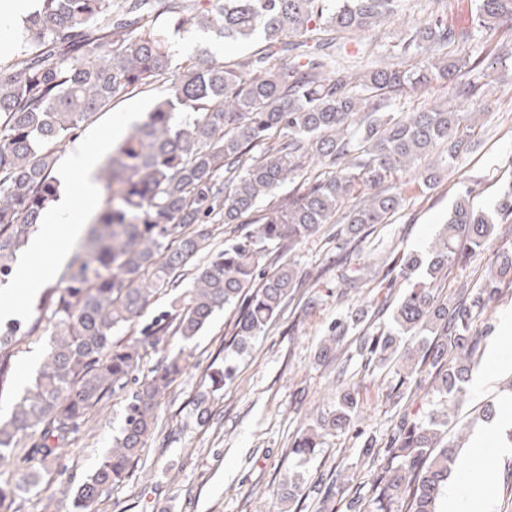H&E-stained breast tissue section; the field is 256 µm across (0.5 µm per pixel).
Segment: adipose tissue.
<instances>
[{"instance_id": "ef3b65f1", "label": "adipose tissue", "mask_w": 512, "mask_h": 512, "mask_svg": "<svg viewBox=\"0 0 512 512\" xmlns=\"http://www.w3.org/2000/svg\"><path fill=\"white\" fill-rule=\"evenodd\" d=\"M99 162L98 155L79 147L68 157L66 170L73 186L72 192L62 193L54 206L43 214L42 230L28 243V254L40 253L46 244H53L59 256H66L73 238L83 234L90 219L89 201L95 198L97 185L93 180ZM82 198V205H75V198Z\"/></svg>"}]
</instances>
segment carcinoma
<instances>
[{"label": "carcinoma", "mask_w": 512, "mask_h": 512, "mask_svg": "<svg viewBox=\"0 0 512 512\" xmlns=\"http://www.w3.org/2000/svg\"><path fill=\"white\" fill-rule=\"evenodd\" d=\"M400 9L401 0H39L13 54L0 58V279L59 195L57 161L67 144L117 97L154 89L161 96L98 166L102 206L59 281L46 288L42 316L24 331L17 322L0 330V377L23 337L49 336L39 372L0 420V464L19 445L26 450L20 479L0 480V512H19L21 494L38 487L90 410L132 382L111 446L69 506H52L96 512L128 477L161 396L188 365L180 351L140 378L148 349L175 335L188 342L215 311L234 308L231 343L238 354L248 351L303 286L288 263L267 271L273 252L293 249L324 224L353 239L375 231L406 203V173L431 188L472 150V115L435 103L392 112L388 100L433 85L453 100L481 98L470 74L483 72L484 60L469 53L468 41L487 29L512 33V0H477L468 29L430 12L403 42L405 54L427 52L415 63L362 74L336 65V36L388 26ZM171 26L188 40L203 33L264 45L237 63L198 45L174 66ZM312 158L336 170L312 173L305 166ZM286 184L292 190L275 198ZM213 224L256 228L199 266ZM493 233V219L460 197L426 256L392 260L388 272L421 269L424 277L394 305L388 326L367 332L359 313L331 323L332 341L356 332L359 354L397 364L407 380L430 379L427 409L403 415L387 441H365L368 490L353 487L347 512H439L462 463L448 424L475 364L472 327L499 295L512 254L497 257L476 287L450 302L438 299L434 281ZM188 266L190 288L141 324L151 299L177 289ZM134 327V339H117ZM407 336L420 337L417 346L405 345ZM357 410L352 393L340 389L330 416L297 436L289 454L314 458L323 438L355 423Z\"/></svg>", "instance_id": "obj_1"}]
</instances>
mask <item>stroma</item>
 <instances>
[{"mask_svg": "<svg viewBox=\"0 0 512 512\" xmlns=\"http://www.w3.org/2000/svg\"><path fill=\"white\" fill-rule=\"evenodd\" d=\"M443 10L448 23L469 27L475 0H402L398 24L366 33L350 34L341 41L350 64L361 69L404 62L397 30L422 21L432 10ZM485 95L472 104L482 128L473 151L430 190L405 188L407 203L390 223L360 245L355 264L356 287H347L334 269L336 253L344 248L336 227L323 225L319 233L290 253L289 259L303 286L296 290L271 322L250 353L237 361L233 380L221 389L211 387L210 376L224 361V344L232 334L233 313L214 314L200 336L191 342L169 340L168 353L187 349L191 356L183 376L156 411V428L148 437L137 464L122 485L103 497L98 512H318L319 490L331 476L341 474L351 483L366 480L362 463L365 438H388L393 425L419 403L412 396L395 402L389 398L395 372L367 363L357 355L352 336L343 337L335 353L320 358L319 347L330 324L354 310L372 318L385 296L378 283L384 258L395 251L425 253L461 193L479 210L492 209L503 186L512 181V74L485 77ZM154 92L115 99L109 112L87 126L77 141L96 149L101 137L117 142L131 125L148 112ZM512 252V224H499L484 252L466 265L449 268L435 286L437 295L474 283L496 253ZM486 316L493 331L480 342L476 359L486 365L497 352L495 373L512 374V346L503 345L507 320L512 319V275ZM47 339L33 335L13 349L6 380L0 381V415L8 416L13 400L38 370ZM344 378L360 405L355 431L327 438L323 452L306 464L303 491L292 506L273 497L278 484L287 481L289 448L296 435L328 413L336 398V380ZM207 394L209 414L200 417L195 400ZM131 388L113 393L102 407L93 409L58 466L41 482L38 495L21 502V512H41V499L70 498L89 475L124 423ZM468 455L483 456L492 466L478 481L492 499V512H512L504 487L512 477V448L499 442L480 445L478 435L467 443Z\"/></svg>", "mask_w": 512, "mask_h": 512, "instance_id": "35a3bbf8", "label": "stroma"}]
</instances>
